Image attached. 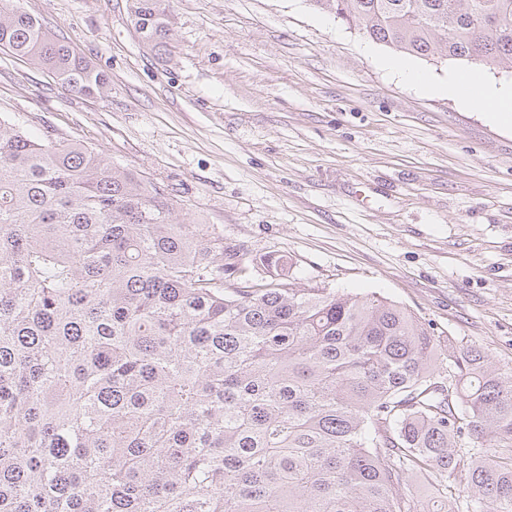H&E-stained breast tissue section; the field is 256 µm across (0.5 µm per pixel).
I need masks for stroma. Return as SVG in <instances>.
I'll return each instance as SVG.
<instances>
[{
    "instance_id": "obj_1",
    "label": "stroma",
    "mask_w": 512,
    "mask_h": 512,
    "mask_svg": "<svg viewBox=\"0 0 512 512\" xmlns=\"http://www.w3.org/2000/svg\"><path fill=\"white\" fill-rule=\"evenodd\" d=\"M109 79L86 97L0 49V117L168 189L177 222L294 264L299 288L376 294L512 374V130L421 93L407 59L309 0H171L165 51L127 0H19Z\"/></svg>"
}]
</instances>
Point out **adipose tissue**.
<instances>
[{
    "label": "adipose tissue",
    "instance_id": "ef3b65f1",
    "mask_svg": "<svg viewBox=\"0 0 512 512\" xmlns=\"http://www.w3.org/2000/svg\"><path fill=\"white\" fill-rule=\"evenodd\" d=\"M387 68L423 92L444 95L462 106L479 109L492 124L512 126V87L488 84L465 73H455L447 80L438 81L400 62L388 63Z\"/></svg>",
    "mask_w": 512,
    "mask_h": 512
}]
</instances>
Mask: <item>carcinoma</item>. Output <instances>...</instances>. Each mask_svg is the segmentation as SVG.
I'll return each mask as SVG.
<instances>
[{"label":"carcinoma","mask_w":512,"mask_h":512,"mask_svg":"<svg viewBox=\"0 0 512 512\" xmlns=\"http://www.w3.org/2000/svg\"><path fill=\"white\" fill-rule=\"evenodd\" d=\"M310 2L399 52L512 69V0ZM168 8L129 0L153 49ZM0 48L111 91L14 0ZM172 211L0 118V512H512V375Z\"/></svg>","instance_id":"obj_1"}]
</instances>
